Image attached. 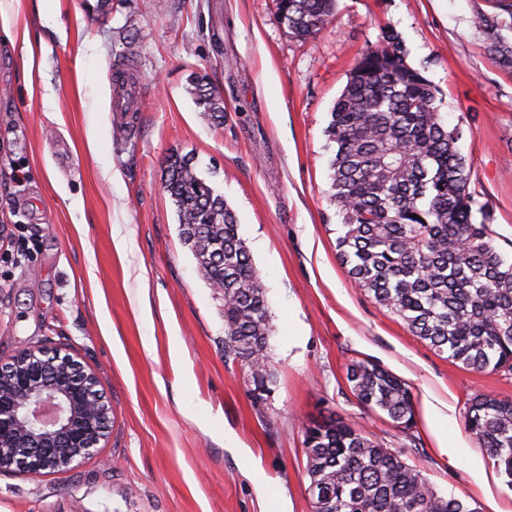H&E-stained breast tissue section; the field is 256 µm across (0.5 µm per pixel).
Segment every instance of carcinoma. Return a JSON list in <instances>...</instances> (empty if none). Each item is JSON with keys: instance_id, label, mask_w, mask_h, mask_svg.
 I'll use <instances>...</instances> for the list:
<instances>
[{"instance_id": "obj_1", "label": "carcinoma", "mask_w": 512, "mask_h": 512, "mask_svg": "<svg viewBox=\"0 0 512 512\" xmlns=\"http://www.w3.org/2000/svg\"><path fill=\"white\" fill-rule=\"evenodd\" d=\"M336 0H277L280 22L300 40L315 38ZM388 29L367 46L331 110V200L342 215L336 255L379 307L455 363L475 372L512 371V262L494 243L487 204L471 188L461 131L443 122L438 89L407 61ZM197 104L224 122V101L194 78ZM165 190L180 236L207 285L224 301V353L247 370L258 404L273 364L265 288L234 210L195 171L192 158L167 160ZM346 380L360 404L398 427L414 424L413 396L384 367L353 360ZM465 429L512 488V400L476 394ZM314 512H476L437 494L419 470L334 413L304 431Z\"/></svg>"}]
</instances>
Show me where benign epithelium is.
I'll use <instances>...</instances> for the list:
<instances>
[{
  "label": "benign epithelium",
  "instance_id": "benign-epithelium-1",
  "mask_svg": "<svg viewBox=\"0 0 512 512\" xmlns=\"http://www.w3.org/2000/svg\"><path fill=\"white\" fill-rule=\"evenodd\" d=\"M111 415L95 372L70 353L20 349L0 361V471L39 477L72 468L107 440Z\"/></svg>",
  "mask_w": 512,
  "mask_h": 512
}]
</instances>
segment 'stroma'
Returning a JSON list of instances; mask_svg holds the SVG:
<instances>
[{"label":"stroma","mask_w":512,"mask_h":512,"mask_svg":"<svg viewBox=\"0 0 512 512\" xmlns=\"http://www.w3.org/2000/svg\"><path fill=\"white\" fill-rule=\"evenodd\" d=\"M505 2L337 0L303 43L276 0H58L47 22L33 0H0L13 17L0 30V361L27 345L68 349L112 403L97 455L36 478L0 473V512H313L304 431L334 412L400 452L439 495L479 512L492 495L512 512V488L464 426L472 395L512 399V371L453 363L348 277L325 133L362 49L394 28L460 128L471 185L511 260L512 67L472 24L497 16L512 43ZM119 68L142 86L133 120L111 109ZM196 75L223 98V125L196 105ZM174 153L193 156L234 209L266 290L274 377L262 406L224 355L220 296L180 238L164 189ZM353 360L390 370L414 400L432 393L451 406L448 421L433 431L419 409L405 431L364 408L346 381ZM441 433L485 460L489 490L440 454Z\"/></svg>","instance_id":"stroma-1"}]
</instances>
